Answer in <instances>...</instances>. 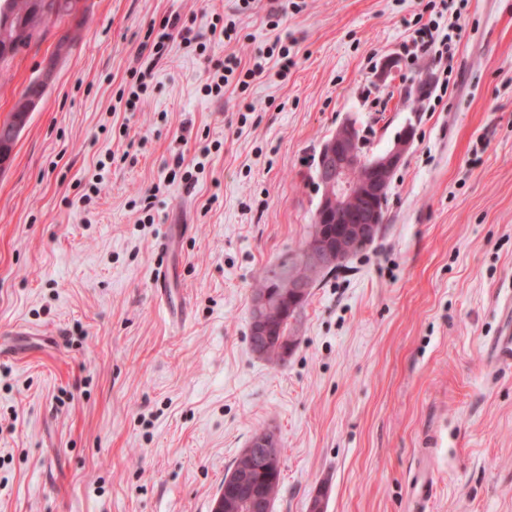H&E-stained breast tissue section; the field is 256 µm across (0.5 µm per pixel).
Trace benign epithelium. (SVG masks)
Masks as SVG:
<instances>
[{
    "instance_id": "7a95c632",
    "label": "benign epithelium",
    "mask_w": 512,
    "mask_h": 512,
    "mask_svg": "<svg viewBox=\"0 0 512 512\" xmlns=\"http://www.w3.org/2000/svg\"><path fill=\"white\" fill-rule=\"evenodd\" d=\"M356 131L354 120H344L318 153L316 177L322 193L315 222L322 231L303 249L282 257L273 267L271 288L252 295L249 336L252 350L259 356L275 347L280 357L288 360L296 337L281 334V325L296 316L313 281L367 248L385 221L384 205L391 179L405 161L414 128L405 126L393 146L373 158L359 151L361 140ZM281 444V435L273 428L254 436L242 453V463L227 479L213 512H224L226 502L236 512H271V499L263 494L255 474L278 467L269 449Z\"/></svg>"
}]
</instances>
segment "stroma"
Listing matches in <instances>:
<instances>
[{
    "mask_svg": "<svg viewBox=\"0 0 512 512\" xmlns=\"http://www.w3.org/2000/svg\"><path fill=\"white\" fill-rule=\"evenodd\" d=\"M425 2L295 0L274 20L268 0H87L0 74L1 121L53 71L0 169V512H211L267 428L273 512L319 495L324 512H512V366L492 346L512 315V0H447L445 93L403 49ZM173 12L233 32L170 46L129 105L146 31ZM278 40L288 73L205 96L210 62ZM348 118L369 156L405 126L415 140L380 234L317 280L276 364L250 348V299L306 239L317 153ZM179 154L204 163L194 188L169 178ZM170 224L192 227L170 254L179 323L151 280Z\"/></svg>",
    "mask_w": 512,
    "mask_h": 512,
    "instance_id": "35a3bbf8",
    "label": "stroma"
}]
</instances>
